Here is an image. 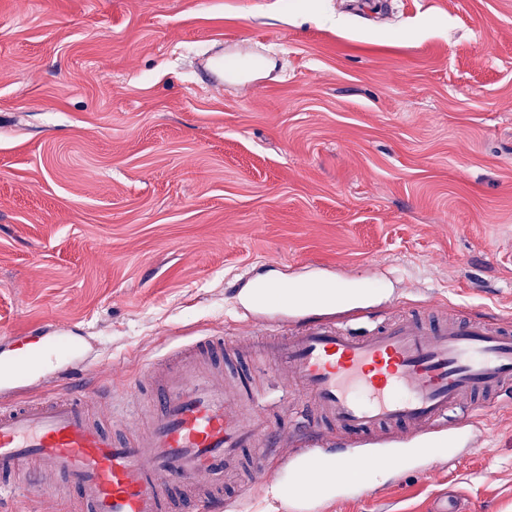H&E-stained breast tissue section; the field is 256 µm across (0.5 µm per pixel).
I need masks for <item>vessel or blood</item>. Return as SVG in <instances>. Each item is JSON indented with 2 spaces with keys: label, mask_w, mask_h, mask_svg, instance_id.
I'll return each instance as SVG.
<instances>
[{
  "label": "vessel or blood",
  "mask_w": 512,
  "mask_h": 512,
  "mask_svg": "<svg viewBox=\"0 0 512 512\" xmlns=\"http://www.w3.org/2000/svg\"><path fill=\"white\" fill-rule=\"evenodd\" d=\"M323 307L300 317L290 303V315L255 343L260 358L285 371L302 410L291 425L302 443L292 467L307 483L322 479L323 424L337 433L345 471L390 468L408 436L446 429L466 405L473 418L483 417L492 395L512 393L511 320L457 314L431 325L420 313L404 312L358 333L337 316L340 302ZM238 345L204 336L181 346L152 398L155 420L142 438L117 437L90 420L86 406L104 390L88 381L69 337L0 359V498L15 496L13 475L33 465L69 485L81 512H222L226 477L243 473L247 486L263 483L278 453L272 419L283 410L249 383L232 398L190 371L194 359ZM47 356L56 375H75L74 388L16 399Z\"/></svg>",
  "instance_id": "vessel-or-blood-1"
}]
</instances>
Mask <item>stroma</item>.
I'll return each mask as SVG.
<instances>
[{
  "instance_id": "1",
  "label": "stroma",
  "mask_w": 512,
  "mask_h": 512,
  "mask_svg": "<svg viewBox=\"0 0 512 512\" xmlns=\"http://www.w3.org/2000/svg\"><path fill=\"white\" fill-rule=\"evenodd\" d=\"M320 279L360 330L512 316V0H0V352L63 327L119 390ZM465 432L319 512H512V396Z\"/></svg>"
}]
</instances>
